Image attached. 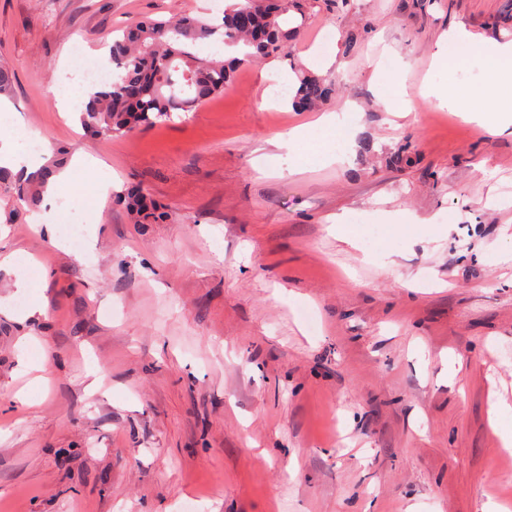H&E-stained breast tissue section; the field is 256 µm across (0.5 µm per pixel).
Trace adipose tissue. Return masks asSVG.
Here are the masks:
<instances>
[{"instance_id": "obj_1", "label": "adipose tissue", "mask_w": 512, "mask_h": 512, "mask_svg": "<svg viewBox=\"0 0 512 512\" xmlns=\"http://www.w3.org/2000/svg\"><path fill=\"white\" fill-rule=\"evenodd\" d=\"M450 51L444 63L456 68L467 61L469 53H476L486 64L491 85L490 92L476 96L458 85L428 88V96L440 107L459 113L464 120L485 126L498 134L512 127V41L480 43L464 31L448 36Z\"/></svg>"}]
</instances>
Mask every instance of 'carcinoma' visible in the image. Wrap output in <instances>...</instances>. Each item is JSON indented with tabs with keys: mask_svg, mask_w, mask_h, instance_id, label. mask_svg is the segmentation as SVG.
Masks as SVG:
<instances>
[{
	"mask_svg": "<svg viewBox=\"0 0 512 512\" xmlns=\"http://www.w3.org/2000/svg\"><path fill=\"white\" fill-rule=\"evenodd\" d=\"M287 11L288 0H239L216 22L185 16L118 29L110 46L112 79L97 86L80 112L82 127L91 136L129 134L167 121L174 112L195 111L224 91L237 66L286 54L299 34V27L280 23ZM217 37L226 46H244L243 58L199 56L201 46ZM15 82V70L0 64V97L10 98ZM337 95V81L302 75L292 103L311 108ZM55 169L51 160L22 179L0 167V194L37 207ZM127 209L137 224L166 219L165 212L140 191L127 194Z\"/></svg>",
	"mask_w": 512,
	"mask_h": 512,
	"instance_id": "1",
	"label": "carcinoma"
}]
</instances>
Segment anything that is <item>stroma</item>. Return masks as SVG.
<instances>
[{
	"label": "stroma",
	"mask_w": 512,
	"mask_h": 512,
	"mask_svg": "<svg viewBox=\"0 0 512 512\" xmlns=\"http://www.w3.org/2000/svg\"><path fill=\"white\" fill-rule=\"evenodd\" d=\"M304 4L286 56L194 112L88 137L55 77L74 44L104 63L115 28L217 19L226 0H0L17 125L40 162L98 161L68 185L87 199L80 247L38 237L30 208L7 222L0 196V258L31 261L24 290L0 268V512L512 510V452L488 424L496 401L512 426V133L422 94L483 91L478 61L436 58L454 28L511 41L512 0ZM302 73L341 96L289 107L279 89ZM323 112L354 136L334 163ZM132 188L165 223H131L115 197ZM38 294L44 315L22 320Z\"/></svg>",
	"instance_id": "obj_1"
}]
</instances>
